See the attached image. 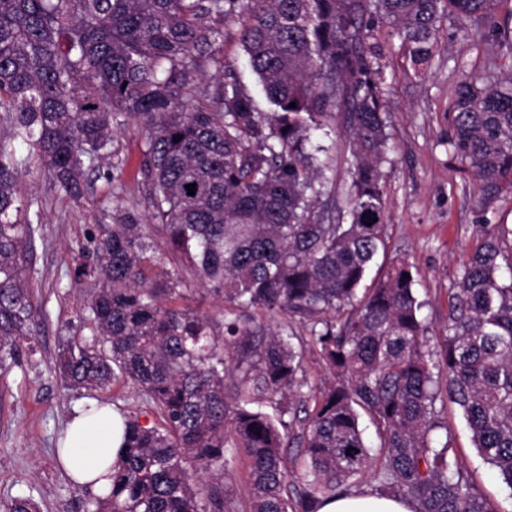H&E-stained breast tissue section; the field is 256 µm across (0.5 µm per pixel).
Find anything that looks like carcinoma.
Returning <instances> with one entry per match:
<instances>
[{
    "instance_id": "cac0c4a2",
    "label": "carcinoma",
    "mask_w": 512,
    "mask_h": 512,
    "mask_svg": "<svg viewBox=\"0 0 512 512\" xmlns=\"http://www.w3.org/2000/svg\"><path fill=\"white\" fill-rule=\"evenodd\" d=\"M497 2L0 0L1 373L22 347L35 351L30 163L76 196L86 172L110 181L123 165L114 125L145 133L137 186L154 223L115 209L78 247L90 337L61 339L52 371L75 389L129 385L162 424L122 413L112 488L87 495L89 512H318L366 474L413 512H493L439 419L436 403L447 400L512 489V284L501 283L499 263L512 266V253L489 234L448 289L437 338L407 260L363 287L389 239L387 72L369 33L391 25L418 71L437 54L445 17L512 46ZM242 19L241 44L272 112L233 76L202 85L200 62L224 71L222 24ZM454 96L448 145L485 210L512 186V76L473 74ZM331 120L348 140L340 214ZM190 280L224 302L223 334L186 304ZM257 310L291 325L267 331ZM308 350L333 377L319 390L303 368ZM238 454L250 470L244 497L228 469ZM5 512L39 506L18 496Z\"/></svg>"
}]
</instances>
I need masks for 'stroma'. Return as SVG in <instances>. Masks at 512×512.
<instances>
[{"instance_id":"1","label":"stroma","mask_w":512,"mask_h":512,"mask_svg":"<svg viewBox=\"0 0 512 512\" xmlns=\"http://www.w3.org/2000/svg\"><path fill=\"white\" fill-rule=\"evenodd\" d=\"M370 41L380 47L395 74L385 96L396 150L383 166L390 238L368 279L376 281L392 259L408 260L418 292L427 301L423 315L435 336L448 314V289L483 231L469 176L448 153L454 89L473 72L489 81L511 76L512 49L476 43L458 22L446 18L440 23L439 52L418 77L392 49L387 25L376 26ZM223 53L225 71L259 94L258 79L240 43L239 23H225ZM113 133L126 159L120 192H112L92 171L76 198L57 191L43 170L32 169L23 180L43 217L31 271L39 315L33 325L35 355L23 357L0 377V505L26 495L39 503L41 512H85L58 461L57 448L75 409L90 394L65 386L50 362L61 337L70 333L69 323L78 322L89 289L73 276L79 243L96 225L107 223L118 206L136 208L142 223L151 221L136 178L144 133L131 123L114 127ZM439 416L452 429L458 457L470 469L475 488L495 512H512V489L478 456L458 407L445 403Z\"/></svg>"}]
</instances>
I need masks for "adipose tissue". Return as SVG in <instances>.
<instances>
[{
  "mask_svg": "<svg viewBox=\"0 0 512 512\" xmlns=\"http://www.w3.org/2000/svg\"><path fill=\"white\" fill-rule=\"evenodd\" d=\"M123 441L121 416L114 410L91 413L78 410L68 424L61 458L72 480L91 485L98 493L111 487L108 469L115 461ZM318 512H412L411 504L356 493L324 500Z\"/></svg>",
  "mask_w": 512,
  "mask_h": 512,
  "instance_id": "adipose-tissue-1",
  "label": "adipose tissue"
}]
</instances>
